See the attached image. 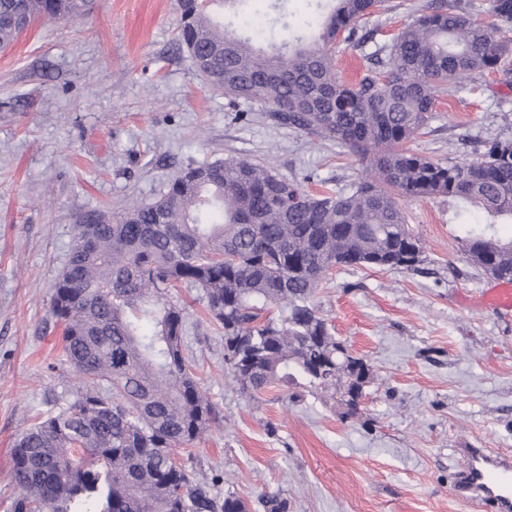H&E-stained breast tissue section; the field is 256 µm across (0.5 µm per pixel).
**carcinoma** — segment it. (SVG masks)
<instances>
[{"label": "carcinoma", "mask_w": 512, "mask_h": 512, "mask_svg": "<svg viewBox=\"0 0 512 512\" xmlns=\"http://www.w3.org/2000/svg\"><path fill=\"white\" fill-rule=\"evenodd\" d=\"M213 0H176L178 41L210 57L204 78L232 99L261 102L276 125L328 138L363 167L350 188L315 196L267 166L227 157L184 166L158 200L119 214L91 208L73 225L51 310L79 393L17 438L8 512H248L240 496L215 497L174 459L214 420L184 342L187 312L167 300L197 288L224 333V366L253 400L271 387L320 390L345 415H362L352 388L373 378L332 333L316 303L330 271L413 269L424 261L404 201L446 198L480 208L462 225L461 250L496 279L512 280V138L484 140L475 161H434L410 147L439 93L494 71L512 86V0H491L477 23L453 0H431L342 80L331 46L351 39L382 0H336L311 47L267 51L224 28ZM87 0H0V48L37 19L75 20ZM207 172L195 183L192 170Z\"/></svg>", "instance_id": "cac0c4a2"}]
</instances>
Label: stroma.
Returning a JSON list of instances; mask_svg holds the SVG:
<instances>
[{
	"instance_id": "obj_1",
	"label": "stroma",
	"mask_w": 512,
	"mask_h": 512,
	"mask_svg": "<svg viewBox=\"0 0 512 512\" xmlns=\"http://www.w3.org/2000/svg\"><path fill=\"white\" fill-rule=\"evenodd\" d=\"M429 0H384L366 19L370 41L336 43V69L355 78ZM332 0H246L229 28L318 41ZM175 0H92L74 21L34 23L0 50V512L16 495L13 444L77 380L51 313L52 285L77 215L162 197L186 164L234 156L306 180L315 194L352 183L361 167L335 142L267 121L261 104L209 87L177 45ZM512 136V89L494 73L441 93L413 149L438 161L472 159L482 140ZM420 236L417 268L334 272L317 302L338 338L374 369L365 411L297 389L241 396L224 367V338L198 289L185 342L217 419L177 449L216 497L249 504L266 493L288 512H469L450 493L454 449L512 451V318L481 307L490 281L459 249L460 227L482 220L447 199L407 201Z\"/></svg>"
}]
</instances>
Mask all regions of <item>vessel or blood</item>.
I'll return each mask as SVG.
<instances>
[{
	"label": "vessel or blood",
	"mask_w": 512,
	"mask_h": 512,
	"mask_svg": "<svg viewBox=\"0 0 512 512\" xmlns=\"http://www.w3.org/2000/svg\"><path fill=\"white\" fill-rule=\"evenodd\" d=\"M484 298L494 308L512 311V281L497 280ZM452 493L474 512H512V453L461 448Z\"/></svg>",
	"instance_id": "obj_1"
}]
</instances>
